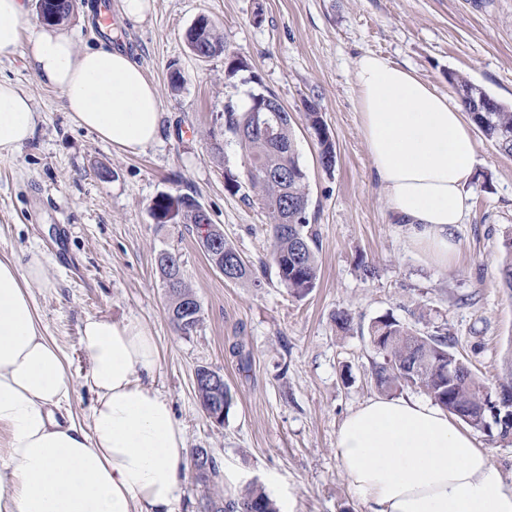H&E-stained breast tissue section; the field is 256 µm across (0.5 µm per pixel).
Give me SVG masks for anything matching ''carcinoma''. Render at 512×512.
I'll return each mask as SVG.
<instances>
[{"label": "carcinoma", "mask_w": 512, "mask_h": 512, "mask_svg": "<svg viewBox=\"0 0 512 512\" xmlns=\"http://www.w3.org/2000/svg\"><path fill=\"white\" fill-rule=\"evenodd\" d=\"M76 0H67L65 7L54 0L46 2L48 13L54 18L53 24L65 23L74 11ZM190 52L201 59L219 55L229 56L228 69L236 72L246 67L240 56L229 54L224 40L216 34L210 21L202 18L199 26L186 33ZM471 120L483 136L494 142L499 150L512 156V107L507 106L488 93L474 100L469 99L470 80L462 75H449ZM304 118L317 137L319 161L326 170L336 165L334 144L325 130V123L318 105L309 99L303 100ZM251 105L242 108L228 103L224 106V134L236 140L250 159L252 170L248 177L249 189L259 200L270 226L269 264L275 269L282 285L292 294L301 297L316 287L319 276L317 233L311 229L309 220V184L307 173L299 161L295 137L292 130L293 118L288 109L270 114L271 124L277 131V141L269 142L259 131L252 129ZM188 209L186 223L195 225L199 239L204 241L205 255L211 265H216L215 256L223 252L228 258L238 260L233 282L253 278L252 265L245 261L239 251L224 240V235L213 223L199 224L191 212L196 198L179 194ZM172 203V194L157 196L151 207L157 223ZM505 256L500 274L503 285L512 291V232L504 243ZM163 284L169 283L174 272H182L180 256L163 252L158 259ZM170 299L168 318L174 330L190 336L197 332L202 323V312L196 295L182 280L173 288H166ZM371 331L384 337L385 346L380 351L382 361L373 362L372 380L383 392H391L405 386L424 390L434 404L451 411L471 428L492 437L507 436L509 423L501 424L489 415L490 395L483 401L489 383L479 377L471 364L454 351V339L448 329L441 328L431 334H421L399 321L383 317L375 321ZM460 362L459 375L451 382L442 373V364L448 357ZM203 512H279L275 501L257 485L248 486L231 498H224L218 492H206L202 503Z\"/></svg>", "instance_id": "carcinoma-1"}]
</instances>
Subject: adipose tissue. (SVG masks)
I'll use <instances>...</instances> for the list:
<instances>
[{"mask_svg":"<svg viewBox=\"0 0 512 512\" xmlns=\"http://www.w3.org/2000/svg\"><path fill=\"white\" fill-rule=\"evenodd\" d=\"M25 0H0V59L21 43L38 78L63 95L80 128L135 153L161 133L155 85L105 42L76 52L58 28L25 30ZM361 127L387 206L435 264L454 258L450 228L470 208L464 191L477 155L462 110L414 72L367 53L355 66ZM29 98L0 80V156L30 140ZM39 255L0 257V512H177L189 450L170 402L147 385L160 352L140 321L87 317L80 348L94 395L85 421L58 419L73 388L69 363L44 334L30 297ZM336 451L369 512H512V486L441 407L375 398L343 422Z\"/></svg>","mask_w":512,"mask_h":512,"instance_id":"obj_1","label":"adipose tissue"}]
</instances>
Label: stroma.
<instances>
[{"label": "stroma", "instance_id": "35a3bbf8", "mask_svg": "<svg viewBox=\"0 0 512 512\" xmlns=\"http://www.w3.org/2000/svg\"><path fill=\"white\" fill-rule=\"evenodd\" d=\"M104 2L110 25L87 23L88 0H76L65 27L76 51L106 41L156 86L162 133L143 151L117 150L77 127L61 91L36 76L26 48L0 61V78L28 95L37 115L34 137L0 157V256L23 262L36 253L44 263L46 279L29 293L69 361L72 414L82 417L94 398L82 377V321H141L161 354L152 385L171 402L189 447L215 458L220 493L256 483L280 512H366L336 439L348 414L379 395L370 378L372 323L388 316L423 334L446 327L456 353L492 382L512 358V291L499 274L512 232V157L475 133L470 209L452 230L458 254L448 266L433 264L387 208L361 129L355 62L368 52L389 57L454 103L448 75L455 72L511 105L512 0H154L140 20L123 14L121 0ZM201 16L246 57V70L231 76L224 57L189 51L186 32ZM266 90L294 116L319 238V279L300 298L274 269L260 267L270 236L254 194L225 187V173L244 176V152L230 138L221 154L209 149L212 134L223 131L225 104L246 106L250 94ZM306 98L316 101L335 144L333 171L320 166L317 139L301 118ZM163 193L196 196L225 240L258 266L257 283L225 280L193 225L155 223L150 206ZM165 251L180 254L202 308L191 336L177 334L167 316L157 266ZM362 261L376 277H363ZM342 310L353 317L346 332L333 321ZM236 346L249 367L240 366ZM203 366L222 372L232 395L220 426L195 396Z\"/></svg>", "mask_w": 512, "mask_h": 512}]
</instances>
